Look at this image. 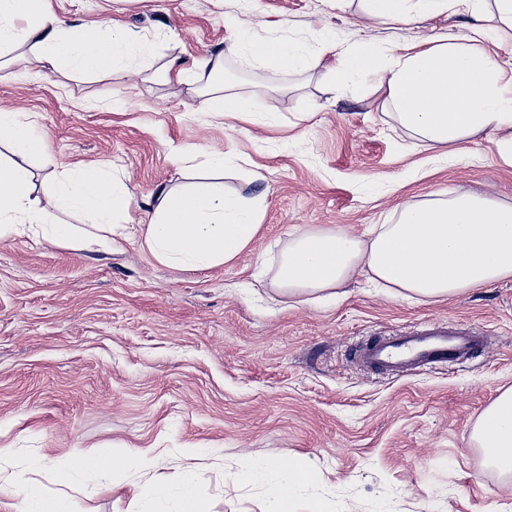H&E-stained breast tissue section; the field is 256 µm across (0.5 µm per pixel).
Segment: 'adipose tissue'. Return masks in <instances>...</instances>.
Returning <instances> with one entry per match:
<instances>
[{
  "label": "adipose tissue",
  "instance_id": "ef3b65f1",
  "mask_svg": "<svg viewBox=\"0 0 512 512\" xmlns=\"http://www.w3.org/2000/svg\"><path fill=\"white\" fill-rule=\"evenodd\" d=\"M365 2L374 19L407 22L444 6L478 17L483 0ZM4 48L24 49L55 71L93 77L145 60L152 45L118 33L103 37L64 25L46 0H0V50ZM228 51L289 72L308 70L316 61L305 41L262 37L237 28L230 33ZM224 54L208 59L207 74H188L170 61L161 75L206 81L205 112L251 120L250 99L223 83ZM367 75L386 85L388 107L413 137L448 146L495 131L500 154L512 163V91L505 88L506 74L497 57L472 40L449 34L441 45L407 55L390 67L370 43L344 49L333 71L335 82L346 85ZM32 124L29 114H0V128L10 131L12 153L11 159H0V235L28 230L55 240L72 237L73 225L52 221L55 210L88 214L92 226L111 230L127 215L130 196L103 167L68 170L48 206L33 200L28 160L40 154L42 146L29 132ZM175 161L191 184L162 193L154 218L141 229L150 253L165 264L210 267L234 261L261 231L262 197L225 190L227 158L203 160L198 150L187 147L177 152ZM358 275L420 303L512 278V207L500 206L484 194L464 193L405 201L391 223L378 225L366 237L330 225L300 228L282 254L276 281L283 293L305 296L343 287ZM473 437L491 461L512 470V388L483 411ZM144 462L139 454L101 448L80 456L75 469L94 476ZM238 479L263 483L272 512H288L296 488L317 483L319 474L306 463L271 457L246 468Z\"/></svg>",
  "mask_w": 512,
  "mask_h": 512
}]
</instances>
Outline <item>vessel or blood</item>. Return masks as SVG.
Returning <instances> with one entry per match:
<instances>
[{
    "label": "vessel or blood",
    "mask_w": 512,
    "mask_h": 512,
    "mask_svg": "<svg viewBox=\"0 0 512 512\" xmlns=\"http://www.w3.org/2000/svg\"><path fill=\"white\" fill-rule=\"evenodd\" d=\"M487 339L472 329L436 323L425 330L375 336L359 346L357 358L371 370L392 376L451 366L481 354Z\"/></svg>",
    "instance_id": "1"
}]
</instances>
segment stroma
I'll return each mask as SVG.
<instances>
[{
    "mask_svg": "<svg viewBox=\"0 0 512 512\" xmlns=\"http://www.w3.org/2000/svg\"><path fill=\"white\" fill-rule=\"evenodd\" d=\"M69 25L152 42L151 64L83 79L40 65L0 70V113L29 112L43 144L30 159L46 200L62 172L91 162L126 184L134 224L150 223L158 194L185 180L174 161L199 147L234 161L224 186L262 195L261 236L235 261L166 265L138 232L85 249L19 232L0 239V475L24 474L69 512H179L180 458L198 449V493L208 512H267L262 484H238L275 453L319 474L288 512L322 499L328 512H512V474L488 463L471 433L512 387V279L444 301L379 294L364 278L339 298L301 303L274 275L298 227L364 234L405 199L490 194L512 206V165L496 135L460 143V156L410 138L386 113L377 79L336 86L337 49L367 41L387 62L470 35L475 21L448 9L418 23L369 20L362 0H48ZM304 39L324 50L310 70L265 68L227 53L243 72L226 85L253 99L258 124L216 119L201 87L165 81L157 67L196 69L225 50L231 27ZM257 180H250V173ZM434 322L479 328L482 356L401 378L353 357L371 336ZM129 449L150 468L86 486L77 454ZM71 471L61 483L58 471ZM155 482L166 497L145 498Z\"/></svg>",
    "mask_w": 512,
    "mask_h": 512,
    "instance_id": "1",
    "label": "stroma"
}]
</instances>
